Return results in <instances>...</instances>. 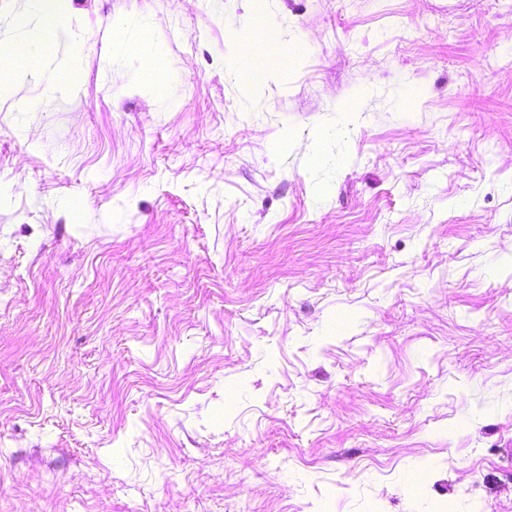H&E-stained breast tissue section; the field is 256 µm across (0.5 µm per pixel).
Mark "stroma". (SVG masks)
<instances>
[{"label": "stroma", "instance_id": "obj_1", "mask_svg": "<svg viewBox=\"0 0 512 512\" xmlns=\"http://www.w3.org/2000/svg\"><path fill=\"white\" fill-rule=\"evenodd\" d=\"M60 12L0 92V512H512V0ZM250 45L245 46L235 62V73L241 85L247 90L261 88L269 80V73L261 64H256Z\"/></svg>", "mask_w": 512, "mask_h": 512}]
</instances>
